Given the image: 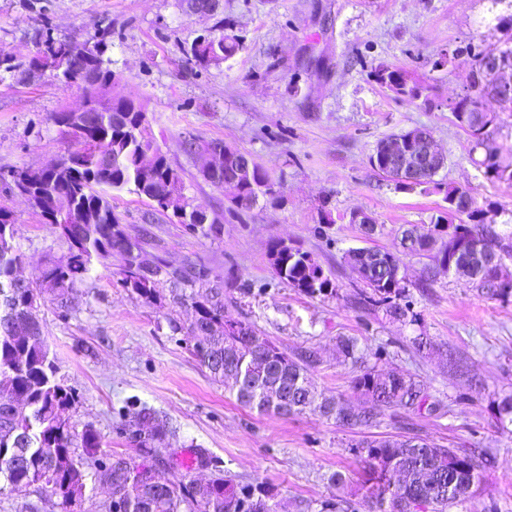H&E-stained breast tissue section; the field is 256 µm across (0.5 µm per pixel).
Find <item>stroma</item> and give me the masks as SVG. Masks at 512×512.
Instances as JSON below:
<instances>
[{
	"instance_id": "stroma-1",
	"label": "stroma",
	"mask_w": 512,
	"mask_h": 512,
	"mask_svg": "<svg viewBox=\"0 0 512 512\" xmlns=\"http://www.w3.org/2000/svg\"><path fill=\"white\" fill-rule=\"evenodd\" d=\"M511 10L506 0H219L213 13L193 14L184 0H0V49L22 60L34 55L42 34L83 44L111 29L105 56L122 93L142 106L156 142L184 169L194 205L219 214L224 226L221 238L206 239L148 199L112 192V210L130 240L152 234L169 261L191 258L222 274L226 319L253 325L285 353L317 351L309 377L324 396L362 402L352 388L357 368L337 348L340 338L351 337L366 364L410 373L453 404L440 417L401 414L359 434L315 412L283 417L242 407L192 355L194 338L173 339L170 306L118 285L116 253L94 264L73 294L68 318L49 302L38 312L59 375L78 395L73 421L95 426L104 451L139 456L135 442L112 424L113 409L137 398L175 429L168 446L180 464L160 467L162 477L207 480L209 469L184 466L203 448L235 480L263 478L288 512H305V504L336 494L328 482L333 472L358 488L361 467L349 446L359 437L411 428L445 447L463 443L494 455L480 490L453 512H512V425L497 422L498 403L512 395V301L487 299L469 280L442 276L432 288L412 289L416 321H398L384 308L350 303L364 283L343 261L348 248H380L400 253L408 278H420L428 260L401 254L399 231L409 224L427 229L442 196L398 190L368 161L379 140L416 127L427 129L447 157L439 179L473 188L512 232V184L481 176L475 162L484 152L472 149L448 108L471 78L463 47L491 34L496 15ZM209 33L240 36L244 46L199 66L188 50ZM442 53L448 62L440 67ZM380 64L428 84L431 104L379 85L371 71ZM78 102L77 89L46 74L0 83V172L65 156L71 140L50 116ZM190 135L250 155L275 180L279 201L259 203L238 219L225 214L223 192L198 176L182 150ZM0 206L16 220L21 276L67 256V241L1 181ZM324 206L333 224L322 223ZM354 211L373 219L374 235L350 223ZM274 239L309 252L331 272L338 297L322 301L282 283L268 252ZM420 334L434 343L421 355L411 347ZM380 345L388 356L375 357Z\"/></svg>"
}]
</instances>
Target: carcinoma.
<instances>
[{
	"mask_svg": "<svg viewBox=\"0 0 512 512\" xmlns=\"http://www.w3.org/2000/svg\"><path fill=\"white\" fill-rule=\"evenodd\" d=\"M111 36L103 32L95 37L97 58L89 68L99 84L97 121L87 134H73L80 161L48 170H14L16 179L29 177L35 192L44 195L45 205L55 212L45 217L51 230L69 242V253L61 261H49L31 279L16 275L23 255L14 244L15 220L10 210L0 208V495L7 488L36 485L56 499L60 512H73L72 504L81 502L87 488V470L92 477L112 488V496L129 506L130 512H283L267 483L255 476L247 482H234L216 467L212 456L199 448L195 465L213 467L215 473L205 485L182 479L153 481L145 468L147 462L111 456L102 451V437L91 425L82 430L63 418L62 412L76 405L78 395L58 376L49 345L39 320L29 318L30 308L40 300L42 290L52 291V303L59 316L66 318L73 306L74 288L90 276L93 260H107L112 253L122 256L118 283L145 300L163 298L160 289L170 292L172 307H191L194 318L188 324L189 335L204 342L192 349V355L214 376L230 379L236 401L260 413L289 416L306 411L318 412L336 425L349 430L378 426L387 413L404 410L443 415L445 405L428 387L409 374H382L364 367L353 380V388L365 406L353 408L341 398H323L311 387L309 371L317 363V353L306 349L290 357L255 328L245 322L224 319V278L195 261L172 263L163 257L151 265L140 260L141 244L131 242L112 212L108 191L134 187V192L154 203L161 212H172L178 223L204 238L221 235L216 218L204 224L195 218L196 207L185 193L182 170L175 167L149 129L145 112L133 100L117 90L110 60L104 58ZM47 53L12 65H0V82L17 79V74L32 78L48 72L58 83L82 89L80 69L69 70L66 53L72 42L66 38L44 40ZM241 42L227 35L196 38L190 47L191 58L208 65L234 56ZM480 83L472 86L471 96L463 99V111L454 113L459 126L472 138L474 148L485 137L496 136L499 128L483 132L472 125V110L482 105L487 76L481 74L488 53L496 51L512 61V45L466 44ZM374 80L392 92L416 100L427 91L411 82L393 66L380 64L371 72ZM369 156L372 169L395 183L399 190L421 189L443 195L446 206L432 218L433 228L448 235V245L433 259L435 267L468 278L490 299L507 301L512 297V244L495 224L481 223L485 203L467 188L449 185L432 175H415L409 168H388L383 152ZM224 168L209 175L199 171L201 179L225 193L227 211L233 216L249 210L259 200L273 201L279 191L268 170L253 161L245 164L246 154L225 148ZM479 168L490 180L512 182V161L502 160L500 150L484 154ZM238 177L234 188L225 191L224 182ZM78 210L80 224L64 220ZM459 223H454V219ZM269 256L278 278L311 298L338 295L331 275L312 255L283 240H273ZM345 259L359 271L367 289L356 296L363 307L383 306L397 320L411 318L410 293L399 273V258L388 251L350 248ZM238 325L225 332V326ZM280 369L287 381L286 401L273 399L266 389L264 366ZM116 430L129 433L137 447L157 462H164L163 445L170 433L169 423L152 408L128 399L117 410ZM361 465L362 483L375 512H449L467 496L476 492L483 471L492 462L482 448H441L427 437L399 438L381 436L351 445ZM351 503L339 496L326 498L316 512H350Z\"/></svg>",
	"mask_w": 512,
	"mask_h": 512,
	"instance_id": "carcinoma-1",
	"label": "carcinoma"
}]
</instances>
